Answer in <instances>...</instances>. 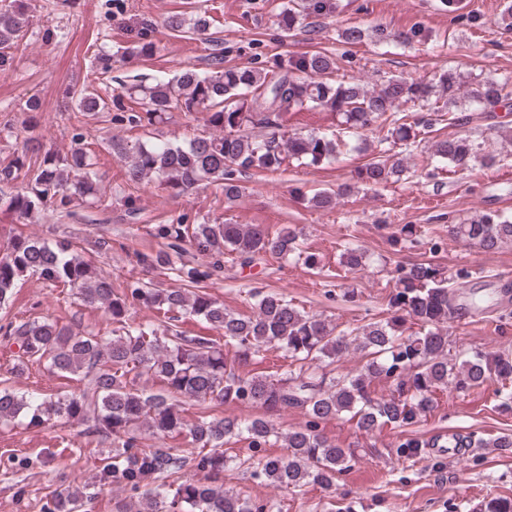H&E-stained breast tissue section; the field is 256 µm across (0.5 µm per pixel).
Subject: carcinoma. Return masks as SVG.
Returning <instances> with one entry per match:
<instances>
[{
    "mask_svg": "<svg viewBox=\"0 0 512 512\" xmlns=\"http://www.w3.org/2000/svg\"><path fill=\"white\" fill-rule=\"evenodd\" d=\"M329 7L330 0L295 2L283 11L281 26L291 31L300 14L321 16ZM448 12L465 27L484 25L483 15L459 12L457 0H448ZM32 22L26 0H8L0 6L1 75L14 71ZM169 26L198 36L210 30L202 15L188 19L176 14ZM338 70L336 57L315 51L289 55L269 71L231 67L206 75L186 69L167 80L145 75L123 86L129 99L124 112H112V96L92 85L74 91L73 97L75 111L107 113L110 120L132 128L174 107L205 113L207 125L219 133L196 136L185 146L137 142L123 148L128 178L138 182L154 177L172 195L204 181L217 182L228 200L241 192L239 175L249 170L278 172L290 159L319 167L337 159L346 138L374 126L387 129V138L407 149L416 143L417 128L433 124L440 112L455 123L462 121L455 112L463 105L469 112L512 105V77L488 75L466 84L451 71L431 83L392 75L370 91L347 80H333ZM409 102L427 109L411 123L397 116L399 107ZM317 109L336 113V131L288 132L292 116ZM35 128L28 127L20 154L0 167L1 185L22 183L16 193L0 196V206L21 219L40 211L59 219L73 217L75 209L95 194L87 172L89 156L81 147L63 157L35 152ZM434 156L442 165L427 173L433 178L445 169L456 174L477 164L492 167L502 161L467 136L437 142ZM406 171L401 158L391 164L375 160L358 168L355 177L372 190ZM451 235L496 252L512 246V217L497 211L481 213L452 225ZM421 236L413 224L393 233L397 242L417 243ZM154 237L163 240V247L137 254L139 263L147 271H172L185 287L154 288L138 279L115 288L111 275L70 253L69 246L21 235L0 255V305L11 297L18 278L29 272L80 304L104 310L112 325L95 333L33 316L0 326V337L15 347L11 374L20 377L36 365L81 383L76 390L53 397L0 388V425L77 423L85 426L86 437L110 443L91 481L57 487L45 496L41 512H92L95 499L106 488L112 489V512H274L275 503H258L224 488V470L234 467L287 493L307 485L329 490L336 487L356 453L330 441L323 423L345 415L366 434L385 425L406 432L436 408L437 392L452 388L466 393L494 380L504 385L512 379V352L450 353L448 319L454 288L468 283L464 271L452 281L430 262L399 264L388 298L393 315L338 332L331 321L259 287L248 292L254 300L251 314L228 311L200 286L210 272L188 261L178 266L172 262V254L188 252V243L203 254H234L242 265L273 255L318 266L317 256L302 249L295 230L272 232L262 224H157ZM132 301L157 310L158 323L129 324ZM188 316L215 334H187L182 323ZM408 322L419 330L407 332ZM229 347L235 350L232 359L224 354ZM270 349L285 352L287 370L252 376L239 372L240 364ZM351 350L365 360L360 370L329 379L313 372L314 364L332 365ZM150 380L160 381L162 389L154 392L139 386ZM376 380H391L395 389L378 398L371 390ZM224 404L265 413L298 409L306 421L282 435L262 415L243 420L215 415L214 408ZM188 405L198 410L192 421L185 417ZM144 433L155 444L144 446ZM174 434L188 437L196 452L187 456L166 447L165 439ZM239 437L247 447L227 455L224 446ZM279 441L286 454H266ZM425 447V441L407 437L390 454L412 466ZM41 464L38 457L11 454L0 466V475L13 481L15 495L22 499L28 495L27 485L13 476ZM479 512H512V497L490 496Z\"/></svg>",
    "mask_w": 512,
    "mask_h": 512,
    "instance_id": "1",
    "label": "carcinoma"
}]
</instances>
